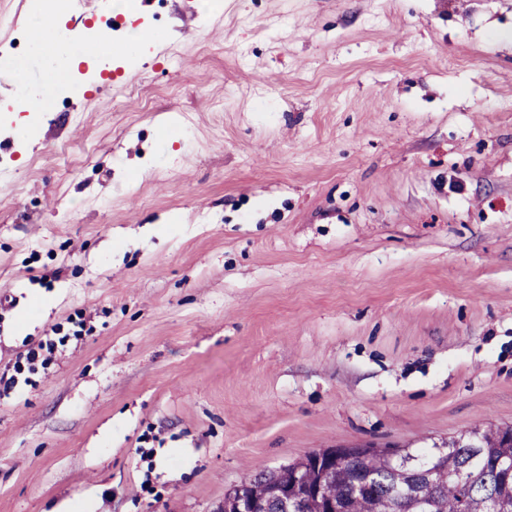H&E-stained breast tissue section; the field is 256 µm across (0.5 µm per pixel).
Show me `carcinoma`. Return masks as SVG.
Wrapping results in <instances>:
<instances>
[{
	"label": "carcinoma",
	"instance_id": "cac0c4a2",
	"mask_svg": "<svg viewBox=\"0 0 512 512\" xmlns=\"http://www.w3.org/2000/svg\"><path fill=\"white\" fill-rule=\"evenodd\" d=\"M407 466L391 463L375 450L352 448L345 466L325 480L321 502L307 506L324 512L330 503L346 512H512V473L502 463L512 461V438L497 426L475 429L465 440L419 454ZM355 479L368 488L352 493ZM284 482L281 469L261 470L241 480L239 487L266 499L277 512L274 491Z\"/></svg>",
	"mask_w": 512,
	"mask_h": 512
}]
</instances>
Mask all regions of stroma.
<instances>
[{
    "instance_id": "stroma-1",
    "label": "stroma",
    "mask_w": 512,
    "mask_h": 512,
    "mask_svg": "<svg viewBox=\"0 0 512 512\" xmlns=\"http://www.w3.org/2000/svg\"><path fill=\"white\" fill-rule=\"evenodd\" d=\"M23 110L0 0V512H222L512 425V0H135ZM54 343L50 340L45 343H40L37 348H31L26 353L24 361L22 363L17 362L13 367V374H10L8 377V373L3 372L0 376V386L3 383L5 392H9L11 388L16 386L18 383L19 376L23 375L25 371L30 372L35 370V367L40 364L44 365L46 358L43 355V351L50 353L54 350Z\"/></svg>"
}]
</instances>
